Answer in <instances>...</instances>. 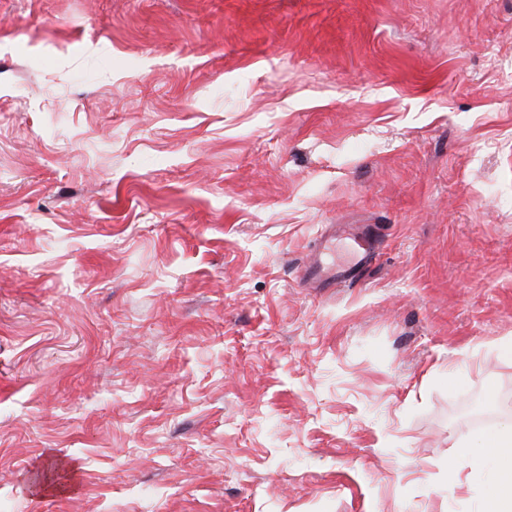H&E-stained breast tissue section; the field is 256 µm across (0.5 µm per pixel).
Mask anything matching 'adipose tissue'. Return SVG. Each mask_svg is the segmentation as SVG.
I'll list each match as a JSON object with an SVG mask.
<instances>
[{
	"label": "adipose tissue",
	"instance_id": "1",
	"mask_svg": "<svg viewBox=\"0 0 512 512\" xmlns=\"http://www.w3.org/2000/svg\"><path fill=\"white\" fill-rule=\"evenodd\" d=\"M462 455L472 469L489 471L490 496L482 512H512V428L477 432Z\"/></svg>",
	"mask_w": 512,
	"mask_h": 512
}]
</instances>
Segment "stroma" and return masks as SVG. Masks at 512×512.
Segmentation results:
<instances>
[{
  "mask_svg": "<svg viewBox=\"0 0 512 512\" xmlns=\"http://www.w3.org/2000/svg\"><path fill=\"white\" fill-rule=\"evenodd\" d=\"M509 339L512 0H0V512H476ZM347 234L352 259L346 264H336L331 258L336 239ZM374 250L372 240L360 233H347L338 224H323L312 249L300 272V279L321 288H336V285L350 281L355 272L370 259Z\"/></svg>",
  "mask_w": 512,
  "mask_h": 512,
  "instance_id": "stroma-1",
  "label": "stroma"
}]
</instances>
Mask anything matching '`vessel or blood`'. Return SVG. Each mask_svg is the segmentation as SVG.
<instances>
[{
	"label": "vessel or blood",
	"mask_w": 512,
	"mask_h": 512,
	"mask_svg": "<svg viewBox=\"0 0 512 512\" xmlns=\"http://www.w3.org/2000/svg\"><path fill=\"white\" fill-rule=\"evenodd\" d=\"M348 237L352 259L349 263L339 264L331 258L330 252L340 237ZM374 250L372 240L360 233L345 234L337 224L322 225L312 249L300 272L302 281L321 288H333L350 281L355 272L370 259Z\"/></svg>",
	"instance_id": "1"
}]
</instances>
